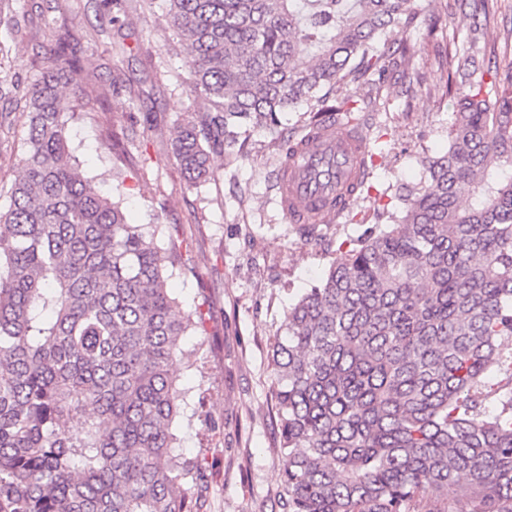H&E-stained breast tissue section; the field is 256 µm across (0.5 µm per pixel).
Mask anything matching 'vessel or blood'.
I'll use <instances>...</instances> for the list:
<instances>
[{
	"label": "vessel or blood",
	"mask_w": 512,
	"mask_h": 512,
	"mask_svg": "<svg viewBox=\"0 0 512 512\" xmlns=\"http://www.w3.org/2000/svg\"><path fill=\"white\" fill-rule=\"evenodd\" d=\"M338 127L337 115L326 116L321 131L289 162L279 204L291 222L340 217L354 199L366 142L361 135L339 132Z\"/></svg>",
	"instance_id": "1"
}]
</instances>
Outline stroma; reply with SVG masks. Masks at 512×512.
<instances>
[{
    "label": "stroma",
    "mask_w": 512,
    "mask_h": 512,
    "mask_svg": "<svg viewBox=\"0 0 512 512\" xmlns=\"http://www.w3.org/2000/svg\"><path fill=\"white\" fill-rule=\"evenodd\" d=\"M15 12L32 11L33 26L11 33L0 25V43L10 48L0 60V79L27 84L39 76L31 61L55 46L50 31L66 20L70 40L83 59L90 86L103 96L91 100L88 115L69 126L70 145L86 176L111 186V162L102 147V123L125 132L131 156L120 197L126 219L176 225L185 239L194 273L174 272L168 285L182 313L196 305L206 312L204 331L183 340L189 359L177 366V384L189 404L207 396V413H186L172 430L179 452L204 453L200 480L189 483L200 512H280L284 454L270 400L272 346L281 335L284 313L306 288L316 285L330 263L375 227L377 191L417 182L423 155L448 149L451 103L393 92L389 111L365 112L367 139L385 147L373 170L375 194L358 199L352 220L316 225L312 231L290 223L274 197L282 154L280 139L297 138L307 119L284 112L272 132L250 135L243 150L212 157L215 177L187 186L170 148L171 131L183 113L202 108L192 100L185 58L169 26L164 0H12ZM411 23L394 39L415 43L412 66L428 81L443 75L435 53L449 35L463 31L462 16L448 18L443 0H413ZM25 109L0 99V208L18 172L17 143L27 130Z\"/></svg>",
    "instance_id": "stroma-1"
}]
</instances>
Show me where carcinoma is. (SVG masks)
Wrapping results in <instances>:
<instances>
[{
	"label": "carcinoma",
	"instance_id": "cac0c4a2",
	"mask_svg": "<svg viewBox=\"0 0 512 512\" xmlns=\"http://www.w3.org/2000/svg\"><path fill=\"white\" fill-rule=\"evenodd\" d=\"M191 92L206 109L172 133L185 183L211 155L282 112L388 105L383 83L452 98L448 150L422 160L388 224L332 261L285 315L272 349L284 452L283 512H512V71L486 58L502 0L469 8L463 41L438 51L444 83L402 67L389 35L411 0H166ZM39 80L0 84L29 111L10 205L0 210V512H200L186 480L203 458L173 453L186 392L168 273L187 266L174 226L130 224L68 143L82 119L57 86L92 98L64 36ZM353 84L338 100L333 89ZM120 178L126 147L102 142Z\"/></svg>",
	"mask_w": 512,
	"mask_h": 512
}]
</instances>
